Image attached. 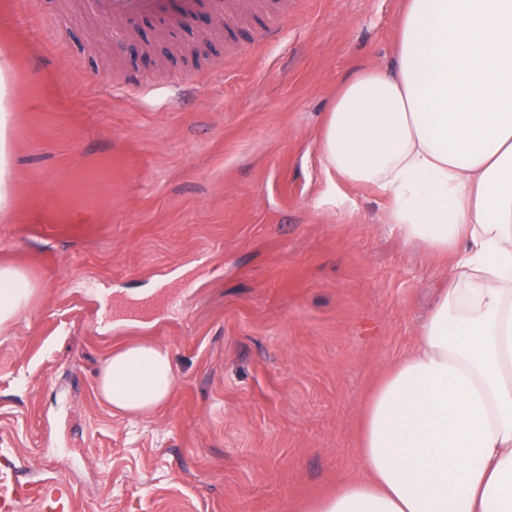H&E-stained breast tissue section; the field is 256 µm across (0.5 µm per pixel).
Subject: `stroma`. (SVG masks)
<instances>
[{"mask_svg": "<svg viewBox=\"0 0 512 512\" xmlns=\"http://www.w3.org/2000/svg\"><path fill=\"white\" fill-rule=\"evenodd\" d=\"M294 2L261 45L210 11L122 38L87 0H0V264L39 285L0 333V465L66 481L74 512H303L359 476L368 392L448 280L318 152L341 82L390 63L403 0ZM132 340L168 347L176 387L122 419L94 385ZM10 66L0 61V212L6 214L13 198V89Z\"/></svg>", "mask_w": 512, "mask_h": 512, "instance_id": "obj_1", "label": "stroma"}]
</instances>
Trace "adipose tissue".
<instances>
[{
    "mask_svg": "<svg viewBox=\"0 0 512 512\" xmlns=\"http://www.w3.org/2000/svg\"><path fill=\"white\" fill-rule=\"evenodd\" d=\"M0 61V212L13 198V89ZM338 180L375 187L403 237L452 276L413 350L373 390L362 474L308 512H512V0H404L390 69L344 80L319 134ZM38 285L0 265V331ZM170 353L116 347L96 377L113 415L160 410Z\"/></svg>",
    "mask_w": 512,
    "mask_h": 512,
    "instance_id": "1",
    "label": "adipose tissue"
}]
</instances>
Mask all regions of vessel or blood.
<instances>
[{
    "mask_svg": "<svg viewBox=\"0 0 512 512\" xmlns=\"http://www.w3.org/2000/svg\"><path fill=\"white\" fill-rule=\"evenodd\" d=\"M92 8L101 16L114 21L131 22L143 16H153L167 24L187 22L203 6L219 9L221 0H90ZM253 15L262 21L263 37L279 35L280 21L288 11L286 0H250ZM37 500L43 512H73L68 491L54 492L35 485H19L12 481L8 471L0 470V512H17L19 502Z\"/></svg>",
    "mask_w": 512,
    "mask_h": 512,
    "instance_id": "b4317fda",
    "label": "vessel or blood"
}]
</instances>
